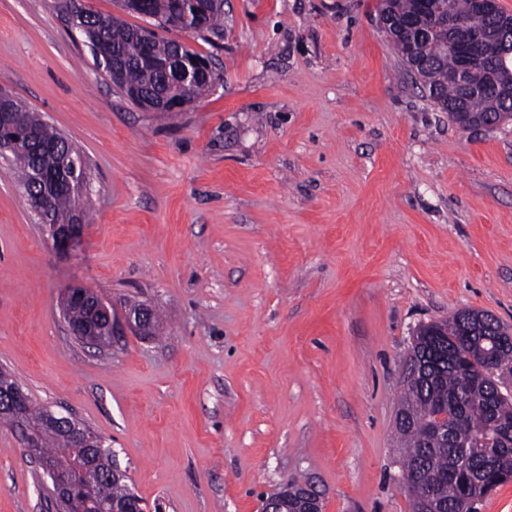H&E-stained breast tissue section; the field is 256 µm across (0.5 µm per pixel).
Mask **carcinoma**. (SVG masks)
I'll list each match as a JSON object with an SVG mask.
<instances>
[{"label": "carcinoma", "instance_id": "carcinoma-1", "mask_svg": "<svg viewBox=\"0 0 512 512\" xmlns=\"http://www.w3.org/2000/svg\"><path fill=\"white\" fill-rule=\"evenodd\" d=\"M208 11V33L224 32V0H204ZM454 10L469 17V32L485 35L487 19L471 12L470 0H453ZM146 15L164 25L179 7V0H144ZM419 10L418 0H381L380 12L388 15L393 28L391 42L405 65L419 77L428 97L441 111L466 110L474 127L498 124L512 119V92L498 87L503 66L512 68V56L505 59L491 50L476 64V73L491 76L494 86L472 93L460 84L448 83V71L459 65L454 49L455 35L446 21L431 19L427 27L414 29L410 20ZM90 42H100L115 50L130 65L128 76L138 91H160L168 99L205 95L211 81L201 77L184 84L176 75L166 76L146 60L137 28L110 15L91 9L83 10ZM172 43L159 36L150 46L155 60L172 55ZM10 124L22 139L23 151L12 154L14 175L22 185L32 180L35 170L53 172L71 162L76 180L85 175L84 163L60 133L44 122L37 113L24 106H9ZM45 209L41 220L63 224L72 219L76 196L69 190L41 185ZM453 333L448 340L449 359L440 366L429 365L410 371L404 377L405 388L396 412V430L403 447V467L409 473L433 472L441 476L435 491L439 512H477V505L498 486L512 480V438L503 441L492 434L493 423H512V404L504 405L491 379L492 370L512 372V330L492 314L480 310H458L441 321ZM435 337L424 325L417 331L411 355L418 360L433 356ZM446 415L448 441L431 442L437 417ZM44 409L29 405L23 421L14 422L19 431H36L34 458L44 473L77 461L74 441L67 435L49 430L43 424ZM74 512H99L112 503L127 501L135 512L141 498L126 481L105 478L85 480L71 469Z\"/></svg>", "mask_w": 512, "mask_h": 512}]
</instances>
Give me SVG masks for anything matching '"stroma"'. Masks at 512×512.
Returning <instances> with one entry per match:
<instances>
[{
  "label": "stroma",
  "mask_w": 512,
  "mask_h": 512,
  "mask_svg": "<svg viewBox=\"0 0 512 512\" xmlns=\"http://www.w3.org/2000/svg\"><path fill=\"white\" fill-rule=\"evenodd\" d=\"M0 0V90L84 162L81 252L43 235L0 158V371L99 434L148 507L259 512L309 478L323 512H411L395 415L423 325L512 327V121L465 129L421 91L378 0H224L210 92L131 102L59 12ZM153 335L80 341L62 290ZM0 512H56L0 426ZM78 304L85 305L98 316L101 319L100 324L106 323L112 336L127 329L146 335L153 325L151 309L145 305L130 308L123 320L120 321L114 310L112 311V305L94 290L82 285H71L64 288L61 293L60 310L65 315L74 306L69 316L73 322H81L87 317V311Z\"/></svg>",
  "instance_id": "35a3bbf8"
}]
</instances>
